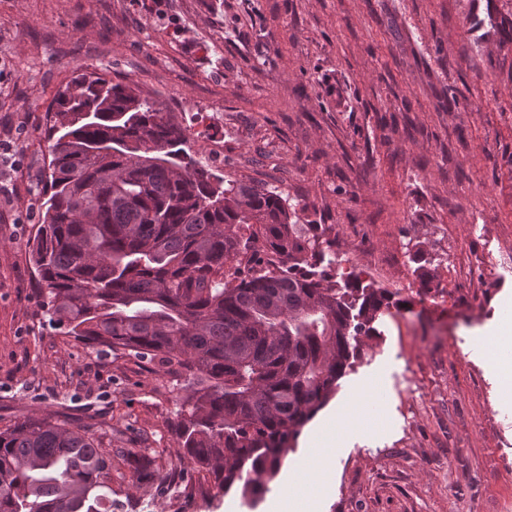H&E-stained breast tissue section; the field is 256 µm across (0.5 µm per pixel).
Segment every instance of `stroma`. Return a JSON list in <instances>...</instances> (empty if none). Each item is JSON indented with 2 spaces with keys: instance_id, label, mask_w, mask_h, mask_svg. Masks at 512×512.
Here are the masks:
<instances>
[{
  "instance_id": "1",
  "label": "stroma",
  "mask_w": 512,
  "mask_h": 512,
  "mask_svg": "<svg viewBox=\"0 0 512 512\" xmlns=\"http://www.w3.org/2000/svg\"><path fill=\"white\" fill-rule=\"evenodd\" d=\"M81 66L135 82L183 125L207 113L224 175L334 225V271L407 299L320 412L376 419L337 422L312 512H512V399L479 342L512 305V0H0V142L22 196L0 219V429L69 420L101 447L157 455L163 483L113 478V512H278L315 422L263 499L214 495L179 459L170 376L42 315L31 190L47 112Z\"/></svg>"
}]
</instances>
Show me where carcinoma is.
<instances>
[{
  "label": "carcinoma",
  "instance_id": "1",
  "mask_svg": "<svg viewBox=\"0 0 512 512\" xmlns=\"http://www.w3.org/2000/svg\"><path fill=\"white\" fill-rule=\"evenodd\" d=\"M42 229L29 245L49 322L101 355L176 378L180 458L217 492L258 499L300 429L403 304L296 224L276 188L227 179L186 149L170 108L79 69L48 112ZM129 484L162 479L129 449ZM0 512H112V451L67 422L0 431Z\"/></svg>",
  "mask_w": 512,
  "mask_h": 512
}]
</instances>
